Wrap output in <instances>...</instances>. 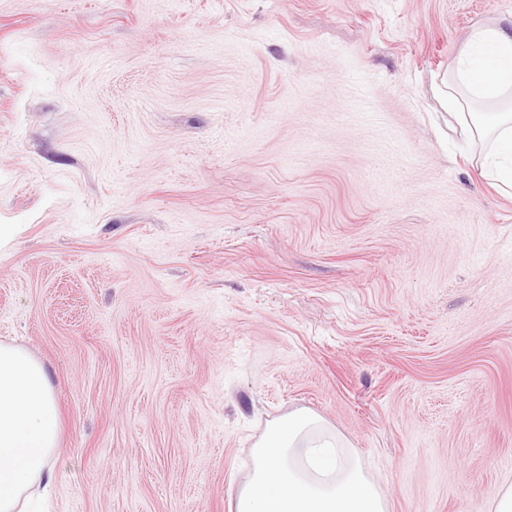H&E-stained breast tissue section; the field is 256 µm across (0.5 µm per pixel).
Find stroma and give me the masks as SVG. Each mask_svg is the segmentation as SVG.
<instances>
[{
  "label": "stroma",
  "instance_id": "1",
  "mask_svg": "<svg viewBox=\"0 0 512 512\" xmlns=\"http://www.w3.org/2000/svg\"><path fill=\"white\" fill-rule=\"evenodd\" d=\"M511 21L512 0H0V343L55 386L47 512H230L301 409L391 512H489L512 195L442 89L475 25Z\"/></svg>",
  "mask_w": 512,
  "mask_h": 512
}]
</instances>
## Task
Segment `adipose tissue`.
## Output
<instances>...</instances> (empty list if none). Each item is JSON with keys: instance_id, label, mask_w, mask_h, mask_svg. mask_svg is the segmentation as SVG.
Listing matches in <instances>:
<instances>
[{"instance_id": "1", "label": "adipose tissue", "mask_w": 512, "mask_h": 512, "mask_svg": "<svg viewBox=\"0 0 512 512\" xmlns=\"http://www.w3.org/2000/svg\"><path fill=\"white\" fill-rule=\"evenodd\" d=\"M444 103L483 155L494 179L512 188V24L472 29L447 81ZM61 419L45 367L0 343V512H35L55 474Z\"/></svg>"}]
</instances>
